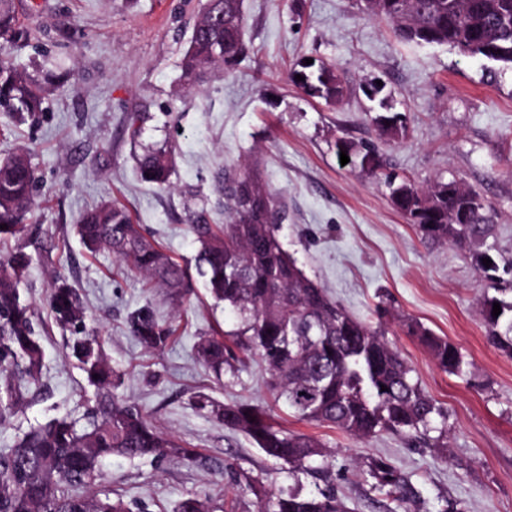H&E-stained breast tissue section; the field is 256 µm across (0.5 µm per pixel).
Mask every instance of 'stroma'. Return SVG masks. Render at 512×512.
<instances>
[{
	"mask_svg": "<svg viewBox=\"0 0 512 512\" xmlns=\"http://www.w3.org/2000/svg\"><path fill=\"white\" fill-rule=\"evenodd\" d=\"M16 3L27 36L12 47L15 63L33 74L53 71L59 82L36 119L20 124L0 114V158L28 150L41 177L22 242L32 258L26 286L44 347L41 384L0 424V448L55 417L83 421L94 403L95 389L68 357L66 335L48 311L49 293L63 281L122 374L119 399L203 454L190 466L108 457L96 491L122 497L132 512H171L185 493L205 490L223 495L224 512H256L255 496L233 471L250 472L269 490L287 483V473L243 435L191 404L199 392L222 402L273 403L258 362L247 361L230 386L197 362L199 339L234 325L202 278L193 277L188 295L173 302L140 277L119 274L111 253H89L73 231L82 213L111 200L174 261L190 265L198 249L192 215L205 210L224 220L217 175L251 173L282 210L279 238L306 276L353 317L383 323L422 388L447 409L448 455L408 447L392 434L355 439L298 420L282 403L273 404L275 422L322 439L339 466L387 458L419 488L424 503L416 512H438L449 499L467 512H512V359L487 344L480 312L494 289L467 254L423 242L382 184L387 173L420 187L462 181L485 198L493 241L512 258V67L446 45L400 41L358 0H244L246 55L232 72L212 69L187 87L181 59L206 0ZM307 59L332 65L341 100L326 103L293 82ZM378 81L382 92L367 97ZM387 111L405 114L404 137L375 130L372 116ZM132 126L138 137H130ZM340 138L375 145L382 171L341 164ZM160 147L174 150L165 189L141 183L136 172L137 157ZM144 305L177 329L157 354L126 326ZM404 317L457 344L471 363L469 377L441 371L400 331Z\"/></svg>",
	"mask_w": 512,
	"mask_h": 512,
	"instance_id": "stroma-1",
	"label": "stroma"
}]
</instances>
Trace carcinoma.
Listing matches in <instances>:
<instances>
[{"instance_id": "1", "label": "carcinoma", "mask_w": 512, "mask_h": 512, "mask_svg": "<svg viewBox=\"0 0 512 512\" xmlns=\"http://www.w3.org/2000/svg\"><path fill=\"white\" fill-rule=\"evenodd\" d=\"M372 18L387 21L407 42L448 45L461 55L512 65V0H359ZM14 0H0V40L19 36ZM243 0H208L193 27L182 61L184 82L192 85L207 70L228 73L246 52ZM299 87L309 96L333 102L344 87L325 63L302 65ZM56 76L38 77L0 55V112L22 116L43 111ZM379 134L403 136L406 117L399 112L372 118ZM361 168L376 171L381 157L373 145L354 149L336 142ZM173 151L159 148L139 158L140 178L153 186L168 185ZM38 177L29 155L19 151L0 160V244L17 241L0 257V422L15 416L33 388L39 386L44 352L33 324V310L20 288L31 257L18 242L22 222L33 210ZM384 186L425 242L448 243L467 253L476 269L495 284L512 277V260L489 243L495 230L485 199L457 180H438L426 188L387 175ZM224 223L212 224L197 214L189 230L199 243L198 273L210 294L224 302L235 328L202 337L199 363L217 380L233 382L249 358L258 359L275 400L284 401L300 420L338 429L355 438L383 432L404 438L414 448L448 447V412L426 393L413 369L385 339L387 330L352 317L308 278L284 248L277 233L278 212L267 183L245 174L224 178ZM82 245L91 253L108 251L124 263V272L139 275L176 296L190 275L133 223L126 209L106 201L84 212L75 224ZM492 260L486 266L483 259ZM501 313L492 316L493 304ZM48 306L59 328L70 333L68 348L88 381L100 390L88 410L87 425L53 418L31 428L9 448L0 449V512H131L121 498L93 490L101 478L99 463L108 456L130 460L199 461L186 448L151 425L136 407L115 398L121 375L112 367L99 337L86 326L87 308L67 283L53 288ZM481 314L487 344L512 358V299L486 296ZM131 335L148 351L164 350L175 329L160 321L148 306L127 318ZM438 367L466 378L469 362L461 349L416 319L401 321ZM98 378H93V375ZM387 390H381V386ZM203 416L244 435L264 457L287 470L294 484L268 493L256 479L239 473L238 482L252 492L258 512H348L331 482L329 454L317 437L286 431L267 407L249 402H219L201 393L193 401ZM362 475L370 490L392 507L407 509L419 490L383 458H369ZM322 478L323 488L306 491L300 476ZM224 504L209 493L188 492L174 512H223Z\"/></svg>"}]
</instances>
